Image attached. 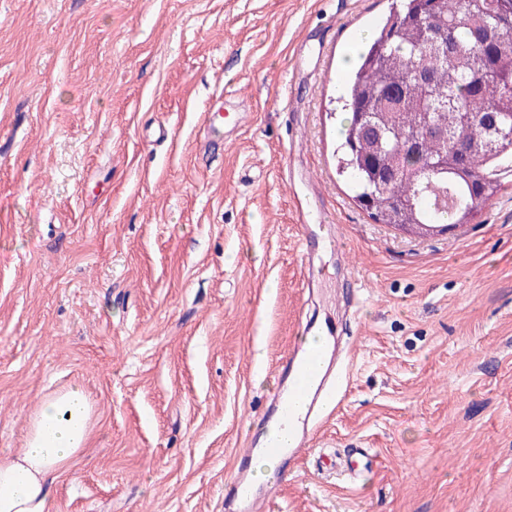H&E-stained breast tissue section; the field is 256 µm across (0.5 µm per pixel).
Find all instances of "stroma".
<instances>
[{"label":"stroma","instance_id":"1","mask_svg":"<svg viewBox=\"0 0 512 512\" xmlns=\"http://www.w3.org/2000/svg\"><path fill=\"white\" fill-rule=\"evenodd\" d=\"M389 7L0 0V453L82 389L57 512H224L302 313L349 386L273 512H512V160L427 236L336 174L341 53ZM209 105L245 121L202 152ZM349 448L370 472L317 470Z\"/></svg>","mask_w":512,"mask_h":512}]
</instances>
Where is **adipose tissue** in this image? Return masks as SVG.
Returning a JSON list of instances; mask_svg holds the SVG:
<instances>
[{
	"label": "adipose tissue",
	"mask_w": 512,
	"mask_h": 512,
	"mask_svg": "<svg viewBox=\"0 0 512 512\" xmlns=\"http://www.w3.org/2000/svg\"><path fill=\"white\" fill-rule=\"evenodd\" d=\"M90 422L78 387L47 396L31 419L23 452L0 456V512H52L48 488L85 448Z\"/></svg>",
	"instance_id": "adipose-tissue-1"
}]
</instances>
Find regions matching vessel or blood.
<instances>
[{"label": "vessel or blood", "mask_w": 512, "mask_h": 512, "mask_svg": "<svg viewBox=\"0 0 512 512\" xmlns=\"http://www.w3.org/2000/svg\"><path fill=\"white\" fill-rule=\"evenodd\" d=\"M320 331L325 337L321 346L292 347L280 361V388L269 401L265 424L246 435L235 455L232 476L224 486L225 512H271L274 489L253 482V459L262 454L292 467L300 450L311 446L326 410L346 390L333 329L324 325Z\"/></svg>", "instance_id": "vessel-or-blood-1"}]
</instances>
